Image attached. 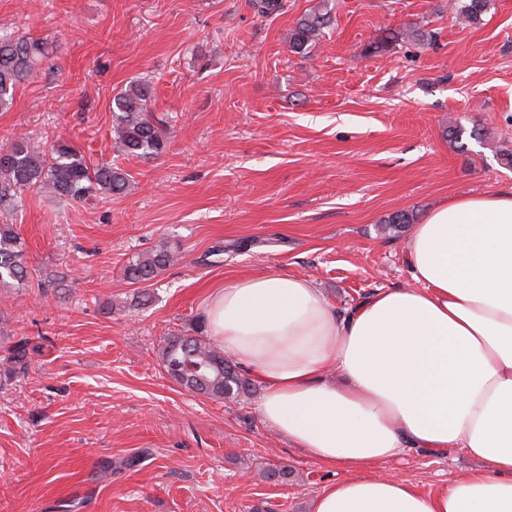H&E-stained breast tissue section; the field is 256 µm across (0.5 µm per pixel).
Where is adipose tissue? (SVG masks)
I'll return each instance as SVG.
<instances>
[{
  "label": "adipose tissue",
  "mask_w": 512,
  "mask_h": 512,
  "mask_svg": "<svg viewBox=\"0 0 512 512\" xmlns=\"http://www.w3.org/2000/svg\"><path fill=\"white\" fill-rule=\"evenodd\" d=\"M405 264L413 287L343 312L302 276L240 280L210 294L208 333L262 382L266 426L346 469L309 512H512V187L431 210ZM412 448L483 468L428 494L361 476Z\"/></svg>",
  "instance_id": "1"
}]
</instances>
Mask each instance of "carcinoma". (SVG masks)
<instances>
[{"label":"carcinoma","instance_id":"cac0c4a2","mask_svg":"<svg viewBox=\"0 0 512 512\" xmlns=\"http://www.w3.org/2000/svg\"><path fill=\"white\" fill-rule=\"evenodd\" d=\"M451 8L465 21L477 24L491 6V0H451ZM331 22V13L321 7L300 16L288 36L289 51L304 55L323 37ZM424 27L412 24L404 28H386L364 55L373 56L393 50L401 44L424 40ZM44 39L0 35V111L10 110L17 85L26 81L38 63L48 55ZM152 87L146 81H134L112 99L115 144L129 157L149 160L167 149L168 123L156 116L152 106ZM126 171L102 158L95 160L73 145L56 142L46 151L30 147L19 134L0 149V213L8 215L22 205L29 191L45 192L60 202L88 203L104 194L126 190ZM179 260V251L166 242L132 257L124 267L125 279L139 286V296H149L150 282ZM41 272L27 264L25 241L16 225L0 224V286H34ZM40 346L23 336L8 346V355L0 363L8 379L26 375ZM160 366L167 376L184 390L214 402L239 400L250 396L253 383L240 366L211 339L188 332L170 333L160 338Z\"/></svg>","mask_w":512,"mask_h":512}]
</instances>
